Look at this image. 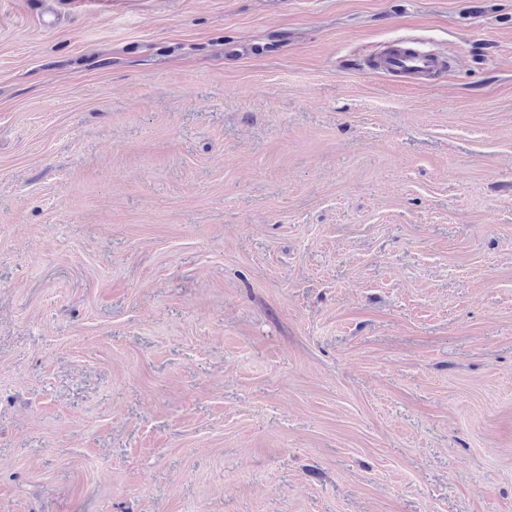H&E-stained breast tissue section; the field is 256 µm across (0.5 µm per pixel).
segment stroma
<instances>
[{
    "label": "stroma",
    "mask_w": 512,
    "mask_h": 512,
    "mask_svg": "<svg viewBox=\"0 0 512 512\" xmlns=\"http://www.w3.org/2000/svg\"><path fill=\"white\" fill-rule=\"evenodd\" d=\"M0 512H512V0H0ZM380 66L405 74H430L438 69V62L430 56L409 54L404 49H393L381 60Z\"/></svg>",
    "instance_id": "stroma-1"
}]
</instances>
